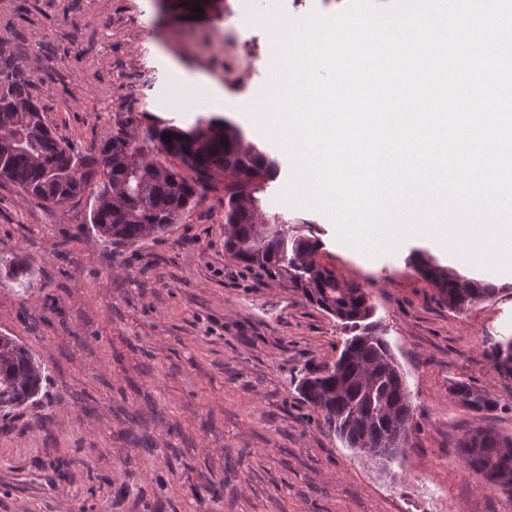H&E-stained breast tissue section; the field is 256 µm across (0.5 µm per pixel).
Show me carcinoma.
<instances>
[{
  "label": "carcinoma",
  "mask_w": 512,
  "mask_h": 512,
  "mask_svg": "<svg viewBox=\"0 0 512 512\" xmlns=\"http://www.w3.org/2000/svg\"><path fill=\"white\" fill-rule=\"evenodd\" d=\"M172 133L171 142L164 134ZM153 150L146 153L134 136L121 133L84 154L58 138L23 79L0 73V179L63 208L86 196L92 201L89 223L107 241L134 244L166 232L193 207L199 189L215 174L231 178L224 186V250L249 268L289 284L311 305L341 320L355 334L347 339L338 365L308 372L298 382L302 399L351 449L376 448L401 428L407 429L412 401L404 373L391 352L374 307L362 288L341 282L316 264L319 239L314 226L296 217L288 222L267 216L258 193L276 178L279 162L248 142L229 122H199L184 131L155 127L147 132ZM173 158L196 175L188 179L168 164ZM420 272L439 288L448 308L490 297L494 286L441 270L428 260ZM27 286L28 266L0 265V275ZM495 364L512 373V340L492 352ZM46 369L12 336L0 335V418L39 402ZM456 401L475 411H491L496 402L468 382L452 388ZM467 469L490 487L512 493V438L491 431L460 445Z\"/></svg>",
  "instance_id": "cac0c4a2"
}]
</instances>
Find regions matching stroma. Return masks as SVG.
Returning a JSON list of instances; mask_svg holds the SVG:
<instances>
[{
    "instance_id": "35a3bbf8",
    "label": "stroma",
    "mask_w": 512,
    "mask_h": 512,
    "mask_svg": "<svg viewBox=\"0 0 512 512\" xmlns=\"http://www.w3.org/2000/svg\"><path fill=\"white\" fill-rule=\"evenodd\" d=\"M0 25V69L30 81L78 150L129 131L148 151V129L223 119L277 157L266 213L315 225L316 262L369 295L412 400L405 450L384 467L303 402L297 380L332 365L346 332L225 252L223 174L181 223L135 244L96 235L87 201L61 210L0 180V261L32 269L23 296L0 278V334L49 374L38 405L0 425V512H512L459 454L480 430L512 437V373L490 358L512 339V283L451 310L412 256L475 281L477 268L417 240L344 249L329 216L280 200L292 162L243 115L264 87V28L225 19L224 0H0ZM230 67L254 77L228 89ZM202 76L215 97L178 105ZM459 381L495 409L462 407Z\"/></svg>"
}]
</instances>
